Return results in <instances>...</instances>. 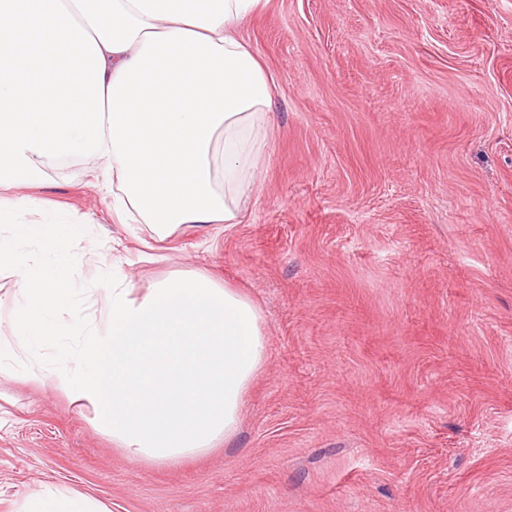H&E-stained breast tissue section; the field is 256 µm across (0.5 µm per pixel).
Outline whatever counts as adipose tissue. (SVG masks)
Listing matches in <instances>:
<instances>
[{
	"label": "adipose tissue",
	"mask_w": 512,
	"mask_h": 512,
	"mask_svg": "<svg viewBox=\"0 0 512 512\" xmlns=\"http://www.w3.org/2000/svg\"><path fill=\"white\" fill-rule=\"evenodd\" d=\"M269 0H0V223L50 247L80 225L25 224L8 191L46 158L96 156L112 211L158 240L185 224H237L255 187L274 84L237 30ZM18 286L0 363L59 348L54 386L99 408L134 461L173 462L231 441L264 369L262 314L202 272L109 290L112 323L56 319L70 293L29 252L0 246ZM20 512H107L49 489Z\"/></svg>",
	"instance_id": "1"
}]
</instances>
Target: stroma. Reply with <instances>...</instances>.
Instances as JSON below:
<instances>
[{
    "label": "stroma",
    "instance_id": "1",
    "mask_svg": "<svg viewBox=\"0 0 512 512\" xmlns=\"http://www.w3.org/2000/svg\"><path fill=\"white\" fill-rule=\"evenodd\" d=\"M276 81L241 223L155 244L100 161L43 160L26 241L105 317L113 275L203 271L261 307L267 363L228 445L131 461L97 411L0 367V512L48 487L109 512H512V0H269L239 31ZM23 207L22 200L0 194V223L8 224L16 237L36 238L44 247H50L65 240L76 241L81 236L82 226L65 220L55 222L58 224H22Z\"/></svg>",
    "mask_w": 512,
    "mask_h": 512
}]
</instances>
